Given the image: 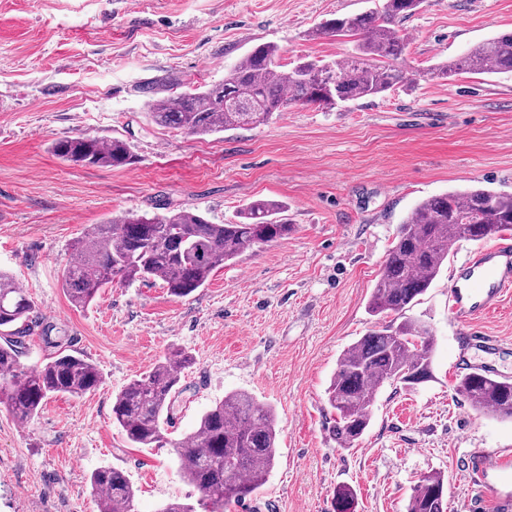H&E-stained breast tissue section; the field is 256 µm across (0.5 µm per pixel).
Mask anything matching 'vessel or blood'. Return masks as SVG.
<instances>
[{"mask_svg":"<svg viewBox=\"0 0 512 512\" xmlns=\"http://www.w3.org/2000/svg\"><path fill=\"white\" fill-rule=\"evenodd\" d=\"M512 292V235L502 234L498 241L467 251L457 261L448 286V311L461 327L462 341L495 348L497 342L471 328L478 317L495 310L505 294ZM512 472V455L471 452L466 469L468 481L493 493L490 474Z\"/></svg>","mask_w":512,"mask_h":512,"instance_id":"obj_1","label":"vessel or blood"}]
</instances>
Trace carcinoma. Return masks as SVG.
<instances>
[{"label": "carcinoma", "mask_w": 512, "mask_h": 512, "mask_svg": "<svg viewBox=\"0 0 512 512\" xmlns=\"http://www.w3.org/2000/svg\"><path fill=\"white\" fill-rule=\"evenodd\" d=\"M422 0H384L382 7L339 16L319 24L316 37L350 38L353 52L342 61L306 60L291 69L275 45L248 51L224 81L172 97L151 99L147 112L159 126L187 135H209L261 125L292 105L340 103L377 96L408 79L401 61L406 49L391 24L412 15ZM460 73L512 74V32L499 33L457 58L428 71L448 79ZM52 152L71 165L120 167L133 161L118 138L78 135L58 140ZM283 205L254 200L229 224H213L194 208L147 216L125 212L96 224L73 245L76 259L63 269L61 287L79 308L111 285L159 280L178 298L203 287L212 272L244 249L282 239L293 225L278 218ZM512 192L481 186L445 192L418 202L400 224L368 302L378 325L337 359L327 388L336 413L332 433L351 448L369 427L377 389L386 383L413 386L432 378V330L406 312L436 279L456 243L485 241L511 229ZM34 303L14 278L0 273V403L29 422L52 395L80 398L101 383L97 366L86 358L59 354L28 368L20 361L22 341L13 327L25 323ZM191 356L175 350L151 371L129 381L112 397V420L133 448H162L172 426L181 370ZM458 394L476 411L491 410L512 420V381L467 373ZM182 479L201 495L204 512H228L259 492L275 464L278 430L274 410L248 393L234 392L214 403L191 433L172 442ZM97 512H135L136 489L121 471L103 466L90 476ZM354 493L336 491V512H350ZM444 476H423L407 512H447Z\"/></svg>", "instance_id": "cac0c4a2"}]
</instances>
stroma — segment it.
Listing matches in <instances>:
<instances>
[{
    "instance_id": "obj_1",
    "label": "stroma",
    "mask_w": 512,
    "mask_h": 512,
    "mask_svg": "<svg viewBox=\"0 0 512 512\" xmlns=\"http://www.w3.org/2000/svg\"><path fill=\"white\" fill-rule=\"evenodd\" d=\"M368 0H0V270L32 297L21 361L81 355L102 375L78 399L48 398L27 424L0 404V512H95L89 477L102 465L137 490L135 512L196 502L170 447L133 448L112 422V397L169 350L181 374L171 441L232 391L274 408L278 457L266 486L234 512H406L427 474L448 483L447 512H501L464 475L470 452L512 451V420L478 413L456 392L465 363L512 378V296L473 324L497 351L458 348L449 267L411 311L434 333L432 378L384 385L359 444L339 448L326 389L341 352L374 324L372 288L402 220L420 200L484 186L512 191V76L426 77L512 29V0H423L397 24L404 84L333 109L293 105L259 126L190 136L151 122L149 98L221 82L254 46L282 61L347 56V39H310L319 23ZM80 134L125 140L123 167L71 166L53 142ZM256 199L283 202L287 238L245 249L189 297L161 281L103 289L69 303L61 272L71 244L132 211L195 208L235 221Z\"/></svg>"
}]
</instances>
